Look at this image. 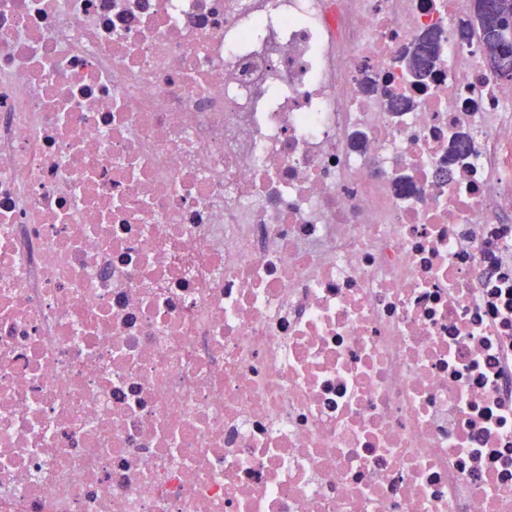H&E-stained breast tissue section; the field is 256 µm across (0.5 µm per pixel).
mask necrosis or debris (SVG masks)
<instances>
[{
    "label": "necrosis or debris",
    "instance_id": "4bbe7bcc",
    "mask_svg": "<svg viewBox=\"0 0 512 512\" xmlns=\"http://www.w3.org/2000/svg\"><path fill=\"white\" fill-rule=\"evenodd\" d=\"M470 19L0 0V512H512V79ZM440 40V35L435 32H428L415 37L404 56L407 66L410 61L419 62L425 68L426 76L439 57V53L433 51V46L437 41L440 42Z\"/></svg>",
    "mask_w": 512,
    "mask_h": 512
}]
</instances>
